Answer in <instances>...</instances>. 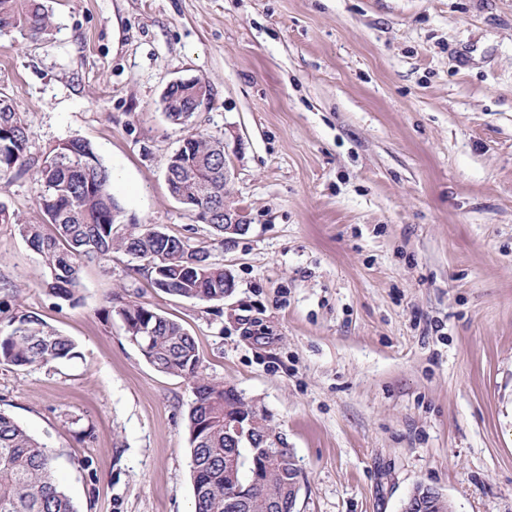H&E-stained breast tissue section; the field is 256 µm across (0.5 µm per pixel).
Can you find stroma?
Masks as SVG:
<instances>
[{
    "label": "stroma",
    "instance_id": "35a3bbf8",
    "mask_svg": "<svg viewBox=\"0 0 512 512\" xmlns=\"http://www.w3.org/2000/svg\"><path fill=\"white\" fill-rule=\"evenodd\" d=\"M50 38L0 36V92L40 155L90 141L124 222L191 244L209 225L165 168L187 129L167 83L214 88L192 127L223 139L250 217L213 255L221 301L154 288L121 252L60 303L0 224V312L76 358L0 364V411L51 448L78 512H192L190 380L130 342L141 301L195 338L200 371L284 432L296 512H401L419 485L455 512H512V0H47ZM31 173L0 203L38 223Z\"/></svg>",
    "mask_w": 512,
    "mask_h": 512
}]
</instances>
